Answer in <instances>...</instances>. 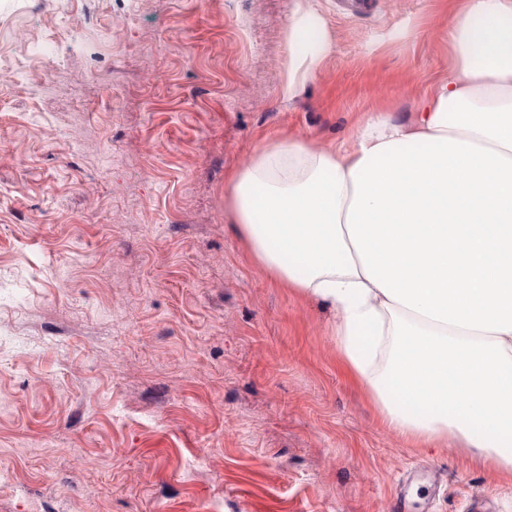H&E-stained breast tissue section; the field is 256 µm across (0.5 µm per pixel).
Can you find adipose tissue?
I'll use <instances>...</instances> for the list:
<instances>
[{"mask_svg": "<svg viewBox=\"0 0 512 512\" xmlns=\"http://www.w3.org/2000/svg\"><path fill=\"white\" fill-rule=\"evenodd\" d=\"M453 63L408 119L367 113L351 145L265 143L227 210L256 261L332 305L336 346L406 442L512 475V0H464ZM290 98L332 46L297 5Z\"/></svg>", "mask_w": 512, "mask_h": 512, "instance_id": "obj_1", "label": "adipose tissue"}]
</instances>
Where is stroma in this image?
I'll list each match as a JSON object with an SVG mask.
<instances>
[{
    "label": "stroma",
    "instance_id": "obj_1",
    "mask_svg": "<svg viewBox=\"0 0 512 512\" xmlns=\"http://www.w3.org/2000/svg\"><path fill=\"white\" fill-rule=\"evenodd\" d=\"M309 2L332 49L288 100L295 0H0L4 64L60 9L87 28L79 99L0 101V512H395L410 476L408 512H512L511 478L383 424L224 207L263 143L348 146L448 74L461 0Z\"/></svg>",
    "mask_w": 512,
    "mask_h": 512
}]
</instances>
